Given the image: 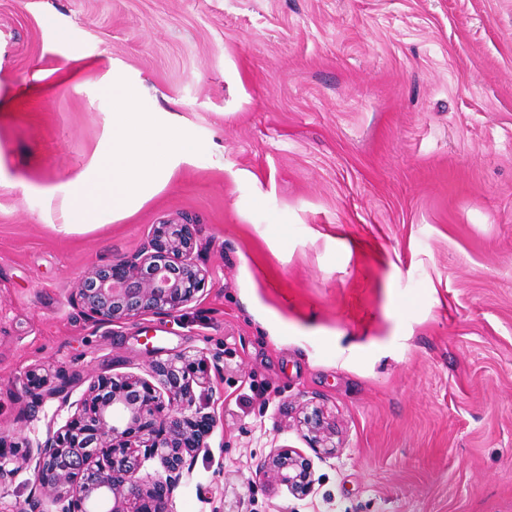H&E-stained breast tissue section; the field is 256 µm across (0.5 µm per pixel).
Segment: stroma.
<instances>
[{
	"instance_id": "35a3bbf8",
	"label": "stroma",
	"mask_w": 512,
	"mask_h": 512,
	"mask_svg": "<svg viewBox=\"0 0 512 512\" xmlns=\"http://www.w3.org/2000/svg\"><path fill=\"white\" fill-rule=\"evenodd\" d=\"M116 69L203 150L66 231ZM167 221L197 225L203 291L86 320L82 277ZM178 353L216 426L174 512H512V0H0V438L66 416L29 369L77 399ZM277 448L307 497L258 479ZM271 484L285 488L295 498L308 496L314 486L311 459L292 448H278L262 464L259 473Z\"/></svg>"
}]
</instances>
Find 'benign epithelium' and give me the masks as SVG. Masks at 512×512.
<instances>
[{
    "instance_id": "obj_1",
    "label": "benign epithelium",
    "mask_w": 512,
    "mask_h": 512,
    "mask_svg": "<svg viewBox=\"0 0 512 512\" xmlns=\"http://www.w3.org/2000/svg\"><path fill=\"white\" fill-rule=\"evenodd\" d=\"M197 232L195 224H157L143 250L88 272L77 290L84 315L105 324L145 312H180L206 282V272L192 259ZM206 370L205 361L175 354L152 366L165 397L140 377L101 376L76 403L69 402L65 377L50 385L30 371L24 394L58 397L71 412L42 441L0 439V484L16 473L7 465L19 457L34 467L24 512H171L188 472L187 457L204 446L215 424L195 394L207 383ZM304 423L314 446L325 444L320 416L313 413ZM154 457L163 474L147 482L140 471ZM259 475L295 498L308 496L314 486L311 459L292 448L275 450Z\"/></svg>"
}]
</instances>
